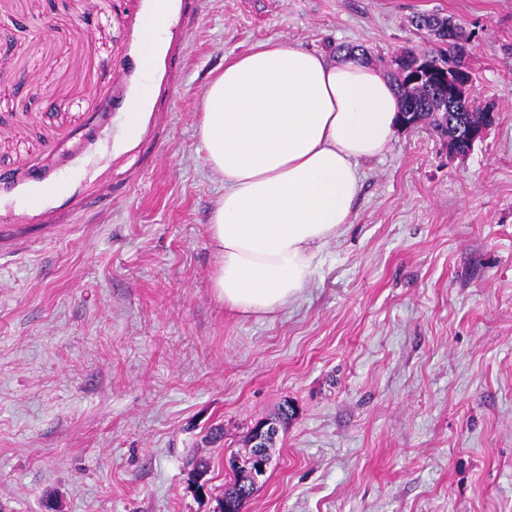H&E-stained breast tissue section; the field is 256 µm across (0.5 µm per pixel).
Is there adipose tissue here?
<instances>
[{
  "label": "adipose tissue",
  "instance_id": "adipose-tissue-1",
  "mask_svg": "<svg viewBox=\"0 0 512 512\" xmlns=\"http://www.w3.org/2000/svg\"><path fill=\"white\" fill-rule=\"evenodd\" d=\"M399 100L376 68L268 40L227 60L198 134L224 196L208 224L225 306L264 316L296 302L347 224L359 164L382 154Z\"/></svg>",
  "mask_w": 512,
  "mask_h": 512
}]
</instances>
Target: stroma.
<instances>
[{
    "instance_id": "obj_1",
    "label": "stroma",
    "mask_w": 512,
    "mask_h": 512,
    "mask_svg": "<svg viewBox=\"0 0 512 512\" xmlns=\"http://www.w3.org/2000/svg\"><path fill=\"white\" fill-rule=\"evenodd\" d=\"M169 5L147 66L152 0H0V512H219L286 403L242 512H512V0ZM419 12L454 18L494 125L463 157L398 129L301 298L229 311L207 84L267 40L389 72L431 47ZM254 434L255 437L253 436V431H251L246 437L245 442L249 447V452H251L254 446H250V444L253 440L256 450L248 458L245 466H239L245 469L250 477L249 480H247V483L249 484L246 485L243 492L247 491L249 488L250 490L255 489L260 477H263L266 474L268 464L270 462V458L268 457L269 450L273 447L275 439L268 445V451L266 450L265 445L270 438H276L278 434V427L274 423L263 422L255 427Z\"/></svg>"
}]
</instances>
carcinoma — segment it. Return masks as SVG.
I'll return each mask as SVG.
<instances>
[{"instance_id":"1","label":"carcinoma","mask_w":512,"mask_h":512,"mask_svg":"<svg viewBox=\"0 0 512 512\" xmlns=\"http://www.w3.org/2000/svg\"><path fill=\"white\" fill-rule=\"evenodd\" d=\"M412 24L431 32L435 46L420 51L406 49L392 60L390 75L400 98L401 111L410 113L414 123L431 127L440 138L458 141L459 152L464 156L471 150L466 143L467 129L492 125L491 113L485 109L475 110L469 105L458 112H450L435 84L428 80H409L410 74L420 70L426 58L437 71L460 72L473 78L461 32L450 18L437 13H417ZM246 479V473L235 472L234 483L224 492L221 512H242L246 499L241 497L238 485Z\"/></svg>"}]
</instances>
